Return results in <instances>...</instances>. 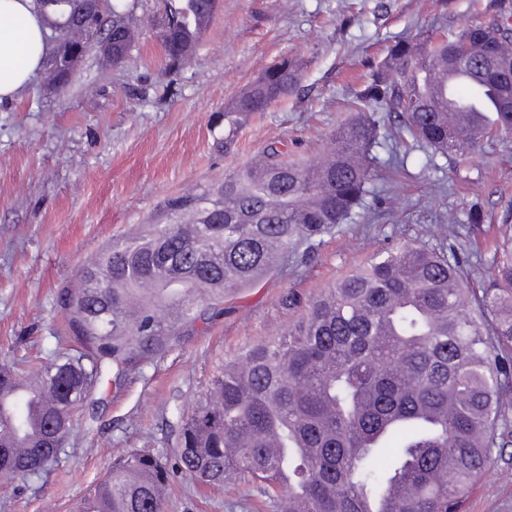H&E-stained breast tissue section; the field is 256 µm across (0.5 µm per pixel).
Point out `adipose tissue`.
Segmentation results:
<instances>
[{"label":"adipose tissue","instance_id":"1","mask_svg":"<svg viewBox=\"0 0 512 512\" xmlns=\"http://www.w3.org/2000/svg\"><path fill=\"white\" fill-rule=\"evenodd\" d=\"M50 50L33 0H0V101L32 82Z\"/></svg>","mask_w":512,"mask_h":512}]
</instances>
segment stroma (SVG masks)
Here are the masks:
<instances>
[{
    "label": "stroma",
    "mask_w": 512,
    "mask_h": 512,
    "mask_svg": "<svg viewBox=\"0 0 512 512\" xmlns=\"http://www.w3.org/2000/svg\"><path fill=\"white\" fill-rule=\"evenodd\" d=\"M163 13V0H133L140 35L121 65L95 48L61 91H48L40 75L18 98L0 101V363L53 348L66 329L62 289L168 198L222 180L273 140H285L297 158L330 152L334 130L354 117L353 90L395 41L442 40L493 10L490 0H221L175 73L153 26ZM284 55L304 64L298 91L253 118L231 149L218 146L225 104ZM379 118L374 187L382 203L367 199L323 237L310 263H289L225 298L223 316L198 318L122 387L97 385L41 478H0V512H72L128 451L174 457L176 411L190 412L242 347L298 320L300 309L280 305L286 291L310 299L379 251L435 240L450 215L473 206L485 221L457 225L455 244L470 256L471 287L490 276L495 241L512 224V140L485 143L461 168L431 167L430 150L416 148L398 171L387 164L392 119ZM503 458L469 512H512V443ZM259 503L242 483L209 488L179 473L166 512H261Z\"/></svg>",
    "instance_id": "stroma-1"
}]
</instances>
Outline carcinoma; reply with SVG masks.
Listing matches in <instances>:
<instances>
[{
	"instance_id": "cac0c4a2",
	"label": "carcinoma",
	"mask_w": 512,
	"mask_h": 512,
	"mask_svg": "<svg viewBox=\"0 0 512 512\" xmlns=\"http://www.w3.org/2000/svg\"><path fill=\"white\" fill-rule=\"evenodd\" d=\"M49 31L67 42L89 28L91 0H35ZM497 51L512 57V0H492ZM219 0H166L159 38L167 66L192 54ZM126 0L93 26L112 34V64L137 32ZM481 70L476 24L454 38L400 40L355 93L356 117L335 147L287 160L266 145L224 181L168 199L135 234L112 242L80 271L59 303L83 350L58 347L38 363L0 364V477L34 478L50 453L51 425L71 420L91 388L119 383L163 355L194 325L207 299L273 271L311 262L322 237L361 208L375 180L377 113L398 118V138L459 167L483 142L512 138V105L494 112L500 82L460 94L482 112L448 127L419 91L448 61ZM302 65L285 56L224 106V148L252 116L298 88ZM405 244L377 254L321 291L288 332L224 363L204 399L178 416L182 470L205 485L240 480L279 512H466L497 467L512 426V235L497 243L494 277L470 287L465 257L445 244ZM169 470L159 454L133 450L75 512H164Z\"/></svg>"
}]
</instances>
